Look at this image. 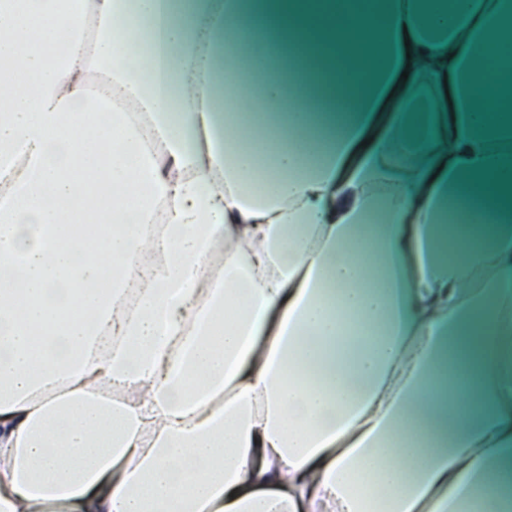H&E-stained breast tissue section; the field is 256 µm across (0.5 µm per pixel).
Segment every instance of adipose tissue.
<instances>
[{
	"mask_svg": "<svg viewBox=\"0 0 512 512\" xmlns=\"http://www.w3.org/2000/svg\"><path fill=\"white\" fill-rule=\"evenodd\" d=\"M252 3L0 0V512H512V0ZM253 25L252 38L262 51L269 50L275 40V34L271 26V21L265 16L260 4L257 5L254 15L251 18Z\"/></svg>",
	"mask_w": 512,
	"mask_h": 512,
	"instance_id": "obj_1",
	"label": "adipose tissue"
}]
</instances>
